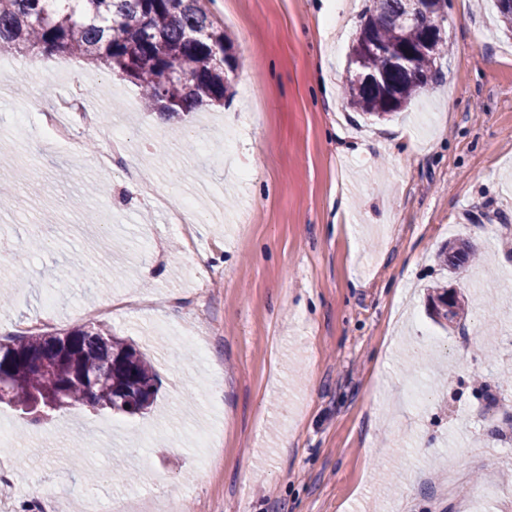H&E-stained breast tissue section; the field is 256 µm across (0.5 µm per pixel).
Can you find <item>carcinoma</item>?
<instances>
[{
	"label": "carcinoma",
	"instance_id": "carcinoma-1",
	"mask_svg": "<svg viewBox=\"0 0 512 512\" xmlns=\"http://www.w3.org/2000/svg\"><path fill=\"white\" fill-rule=\"evenodd\" d=\"M212 0H0V54L69 55L103 65L138 88L149 111L187 115L224 104L237 69L233 44L214 20ZM446 0H369L347 78L349 105L377 118L406 109L437 76L446 52ZM440 261L460 268L468 259L455 241ZM430 315L446 328L463 318L465 295L437 285ZM32 365L9 375L0 403L21 411L32 427L61 407L90 406L127 413L150 408L157 381L132 343L99 325L64 333H32L0 341Z\"/></svg>",
	"mask_w": 512,
	"mask_h": 512
}]
</instances>
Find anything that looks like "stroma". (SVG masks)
I'll return each mask as SVG.
<instances>
[{"label":"stroma","mask_w":512,"mask_h":512,"mask_svg":"<svg viewBox=\"0 0 512 512\" xmlns=\"http://www.w3.org/2000/svg\"><path fill=\"white\" fill-rule=\"evenodd\" d=\"M368 0H215L238 67L224 105L160 123L106 67L0 55V340L102 324L150 360L147 413L0 421V498L84 512H512V31L448 0L433 84L376 119L348 104ZM25 74V92L12 78ZM133 154L48 140L73 74ZM139 187H131L132 172ZM191 205L181 229L172 210ZM470 241L483 266L436 259ZM83 274L72 277L73 264ZM24 278L13 279L15 268ZM462 290L447 329L428 288ZM138 454H130V445ZM491 496L448 490V468Z\"/></svg>","instance_id":"35a3bbf8"}]
</instances>
